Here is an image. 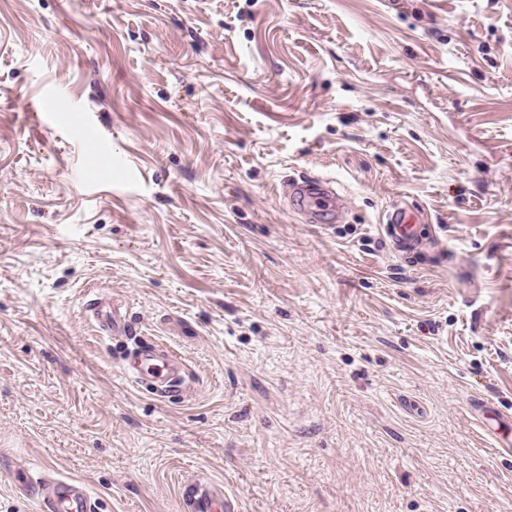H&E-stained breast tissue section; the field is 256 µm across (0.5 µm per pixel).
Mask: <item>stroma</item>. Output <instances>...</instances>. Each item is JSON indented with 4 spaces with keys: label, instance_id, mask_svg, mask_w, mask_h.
Segmentation results:
<instances>
[{
    "label": "stroma",
    "instance_id": "35a3bbf8",
    "mask_svg": "<svg viewBox=\"0 0 512 512\" xmlns=\"http://www.w3.org/2000/svg\"><path fill=\"white\" fill-rule=\"evenodd\" d=\"M108 139L99 183L86 145ZM334 178L305 223L282 183ZM432 244L398 254L395 203ZM178 351L163 404L86 289ZM512 0H0V512H512ZM284 184V195L306 215L308 224L328 227L338 221L346 208L345 198L336 190L332 178L303 174ZM18 488L39 500L43 512H97L87 485L73 478H25ZM188 512H234L230 498L224 493V486L205 484L192 488L187 495Z\"/></svg>",
    "mask_w": 512,
    "mask_h": 512
}]
</instances>
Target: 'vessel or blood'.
I'll use <instances>...</instances> for the list:
<instances>
[{"label": "vessel or blood", "mask_w": 512, "mask_h": 512, "mask_svg": "<svg viewBox=\"0 0 512 512\" xmlns=\"http://www.w3.org/2000/svg\"><path fill=\"white\" fill-rule=\"evenodd\" d=\"M283 192L291 205L306 215L308 223L321 227L337 222L346 208L344 196L329 177L303 174L288 180ZM422 222V215L406 206L387 211L385 228L397 251L417 245ZM86 309L104 336L132 340L133 347L123 364V375L130 383L150 389L161 402L178 396L186 373L181 356L166 344L138 335L129 314L118 311L110 301L93 297L87 300ZM18 487L37 497L42 512H97L87 485L73 478H28ZM187 512H234V507L223 486L205 484L189 491Z\"/></svg>", "instance_id": "1"}]
</instances>
